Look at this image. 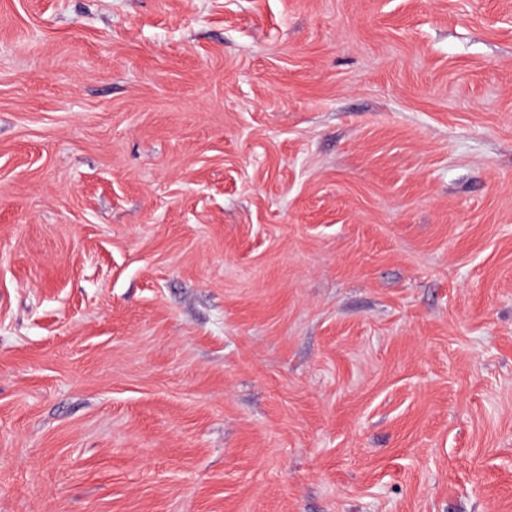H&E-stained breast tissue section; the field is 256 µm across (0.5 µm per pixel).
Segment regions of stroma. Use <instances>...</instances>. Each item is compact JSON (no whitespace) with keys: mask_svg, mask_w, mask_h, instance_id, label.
Returning a JSON list of instances; mask_svg holds the SVG:
<instances>
[{"mask_svg":"<svg viewBox=\"0 0 512 512\" xmlns=\"http://www.w3.org/2000/svg\"><path fill=\"white\" fill-rule=\"evenodd\" d=\"M0 512H512V0H0Z\"/></svg>","mask_w":512,"mask_h":512,"instance_id":"1","label":"stroma"}]
</instances>
